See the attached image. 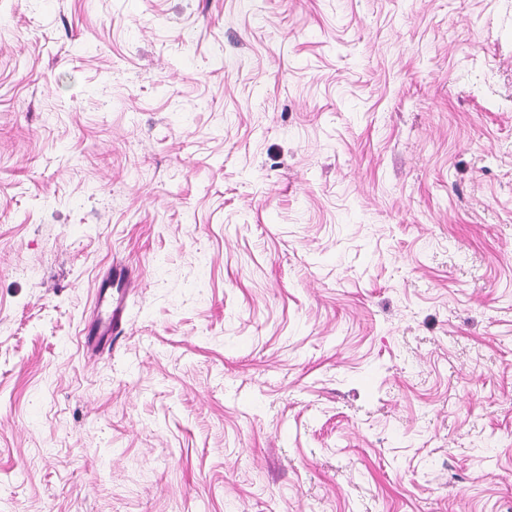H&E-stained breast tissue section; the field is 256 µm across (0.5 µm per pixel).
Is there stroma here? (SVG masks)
I'll list each match as a JSON object with an SVG mask.
<instances>
[{
    "instance_id": "1",
    "label": "stroma",
    "mask_w": 512,
    "mask_h": 512,
    "mask_svg": "<svg viewBox=\"0 0 512 512\" xmlns=\"http://www.w3.org/2000/svg\"><path fill=\"white\" fill-rule=\"evenodd\" d=\"M0 512H512V0H0ZM99 313L82 330L81 342L87 354L95 355L107 344H112V335L121 319L119 304L112 303V279L108 277L98 288Z\"/></svg>"
}]
</instances>
